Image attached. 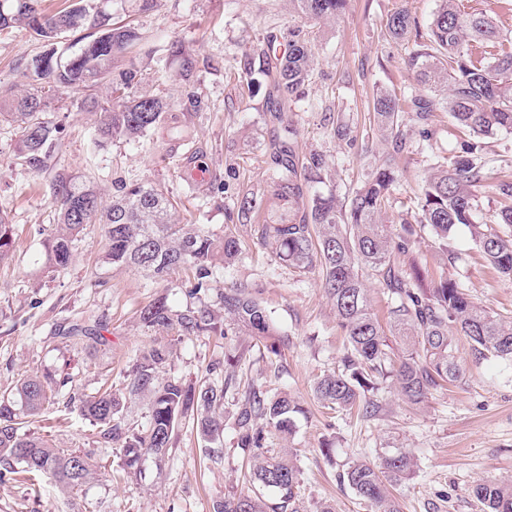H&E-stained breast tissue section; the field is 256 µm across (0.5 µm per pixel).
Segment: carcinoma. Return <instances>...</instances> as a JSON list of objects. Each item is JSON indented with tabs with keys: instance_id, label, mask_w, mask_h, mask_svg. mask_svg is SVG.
I'll return each mask as SVG.
<instances>
[{
	"instance_id": "obj_1",
	"label": "carcinoma",
	"mask_w": 512,
	"mask_h": 512,
	"mask_svg": "<svg viewBox=\"0 0 512 512\" xmlns=\"http://www.w3.org/2000/svg\"><path fill=\"white\" fill-rule=\"evenodd\" d=\"M42 0H0V28L22 26L49 49L35 56L25 77L36 85L33 91L5 103L0 100V118L17 123L21 135L15 159L33 172H41L52 156L61 127L43 118L46 101L40 85L79 90L104 85L111 104L100 108L94 142L102 147L116 141H136L159 127L171 102L136 92L141 69L134 51L144 39L129 20L116 21L112 0H72L70 7L49 14ZM302 16L319 23L336 20L346 0H289ZM86 29L82 45L67 57L55 47L59 35ZM385 32L395 42L423 37L415 17L398 9L386 19ZM423 49L409 60L420 89L401 93L381 89L374 98L373 119L384 141L393 146L372 166L354 195L342 200L324 193L328 164L321 153L299 160L291 148L279 147L271 156L269 187L260 192L246 187L236 194L237 218L259 219L258 243L271 245L279 263L302 272H316L336 311L346 338L342 369L317 377L314 391L327 408L339 412L359 410L366 416L378 405L367 396L388 382L407 402H425L433 391L448 383L462 382L456 362L455 337L470 340L476 360L490 357L512 362V321L476 305L451 279L429 281L422 257L413 250L424 233L433 237L435 248L448 252V241L460 226L469 229L473 243L500 274L512 278V238L506 239L488 224L478 221L477 188L483 181L477 162L478 144L466 145L461 154L438 162L425 178L416 197L412 218H385L391 190L398 180L396 157L405 137L402 114L411 112L428 121L435 112H448L477 138L498 132L512 133V44H504L501 29L485 12L470 11L463 0H439L427 27ZM259 45L245 58L242 71L261 69L276 61L271 112L282 120L284 104L298 97L314 74L310 33L299 28ZM168 56L182 71L192 72V58L179 42L168 46ZM496 192L502 200L497 223L512 225V181L500 180ZM58 221L47 248L57 268H66L73 258V244L86 225L98 220L105 236V259L117 269H133L158 281L171 273H189L192 293L209 287L217 270L230 267L245 253V243L233 232L215 236L200 227L171 223L174 198L149 183L125 182L102 207L96 190L74 177H60L54 186ZM400 225L395 232L391 225ZM13 247V227L0 216V261ZM375 277L391 300L386 323L372 310L364 274ZM148 328L191 335L271 336L275 325L268 311L246 291L231 285L221 293L219 308L207 303L176 310L166 295L155 297L138 315ZM400 344L389 345V336ZM171 349L153 348L133 364L122 392L105 390L79 400L78 409L97 426V443L103 448L119 446L122 470L140 472L148 456L162 457L171 448L179 422L190 418L206 442L208 451L224 435V406L229 390L238 395L235 419L237 446L250 462V478L259 487L278 494L267 505L259 496L240 494L214 500L213 512H304L300 499V467L297 455L268 445L269 433L285 438L294 435L302 405L286 393H271L254 382L246 387L220 367L206 369L199 385L159 376ZM36 373L23 374L0 397V484L18 473L36 481L51 476L66 491L79 488L98 471L112 466L109 458L91 457L31 433L29 423L51 402L53 388L64 387ZM146 398L149 418L145 427L125 424L127 402ZM411 452L390 448L374 463L356 458L348 463L342 479L375 512H400L391 488L415 474ZM474 496L482 512H512V479L484 480Z\"/></svg>"
}]
</instances>
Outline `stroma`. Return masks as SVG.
I'll use <instances>...</instances> for the list:
<instances>
[{
  "instance_id": "1",
  "label": "stroma",
  "mask_w": 512,
  "mask_h": 512,
  "mask_svg": "<svg viewBox=\"0 0 512 512\" xmlns=\"http://www.w3.org/2000/svg\"><path fill=\"white\" fill-rule=\"evenodd\" d=\"M436 0H347L334 22L309 25L288 0H159L133 20L144 34L138 60L144 68L141 92L171 100L167 121L189 128V145L171 149L162 131L136 142H114L94 149L95 116L86 99L107 102L100 86L88 92L49 93L45 116L64 130L48 162L35 173L16 163L17 125L0 121V213L14 229V250L0 262V390L23 373L66 379L57 405L36 416L31 431L50 436L59 446L96 458L95 427L79 411L66 410L69 397H84L103 387L121 389L138 357L159 345H172L163 369L166 378L197 383L225 355L239 356L238 381L263 378L271 391H285L305 409L289 439L272 436L270 447H288L301 468V497L306 512L331 505L335 512H375L343 482L351 459L378 461L385 449L408 448L417 458L414 477L392 493L401 512H481L472 490L485 479H512V363L487 359L475 363L465 337L455 339L456 356L466 381L437 390L422 405H411L393 387L376 395L379 409L365 418L322 407L313 387L323 373L337 370L343 333L316 273L279 265L271 249L258 244L250 224L229 219L226 189L267 186L274 143H291L298 156L325 155L326 190L350 198L375 157L389 146L373 123V98L381 88L414 86L407 60L415 42L387 43L386 18L406 8L427 26ZM307 28L316 56L315 75L300 97L288 103L280 123L268 120L270 74H243L242 57L267 36ZM182 43L194 59L190 76L168 60L167 42ZM43 50L25 30L0 29V93L20 95L29 87L26 65ZM346 126L347 140L334 129ZM407 147L398 159L400 180L390 196L389 214L413 208L424 178L438 158L459 151L469 134L446 112L434 113L420 136L413 115L403 117ZM195 152L205 180L187 175L184 157ZM483 182L477 192L479 216L494 224L499 209L495 186L512 179V134L484 138L479 154ZM63 173L89 178L110 203L124 180L149 182L178 199L174 220L199 224L215 235L232 229L247 244L245 257L217 274L205 298L190 296L184 274L163 281L133 270L113 268L104 259L101 225H88L74 243L67 269L54 268L45 240L57 221L53 179ZM414 249L427 260L428 276L457 281L477 304L512 320V279L498 274L473 245L467 228L453 242L454 259L435 252L429 235ZM247 288L269 311L277 335L187 336L174 339L144 329L138 314L156 294L165 293L178 309L217 303L226 286ZM102 325L103 341H67L56 331L64 320ZM235 392L224 398V436L214 456L191 421H183L165 457L147 458L137 477H124L120 459L111 474H97L78 496L67 499L50 479L39 492L21 481L0 485V512H210L219 497L254 493L243 478V453L233 426ZM333 455H324V443Z\"/></svg>"
}]
</instances>
